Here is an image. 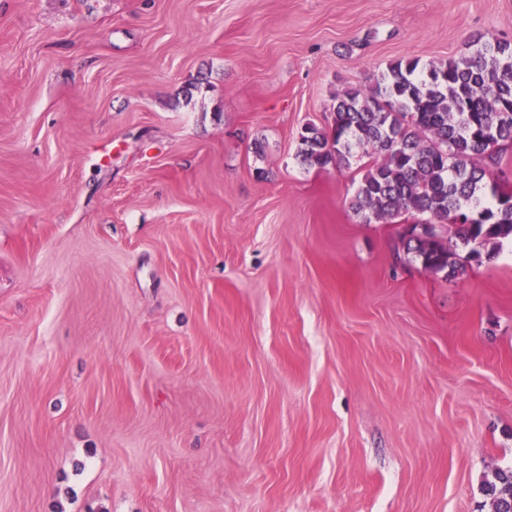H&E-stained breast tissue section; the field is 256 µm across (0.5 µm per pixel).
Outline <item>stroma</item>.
<instances>
[{
	"instance_id": "obj_1",
	"label": "stroma",
	"mask_w": 512,
	"mask_h": 512,
	"mask_svg": "<svg viewBox=\"0 0 512 512\" xmlns=\"http://www.w3.org/2000/svg\"><path fill=\"white\" fill-rule=\"evenodd\" d=\"M512 40V0H0V512H492L512 245L455 279L349 87Z\"/></svg>"
}]
</instances>
